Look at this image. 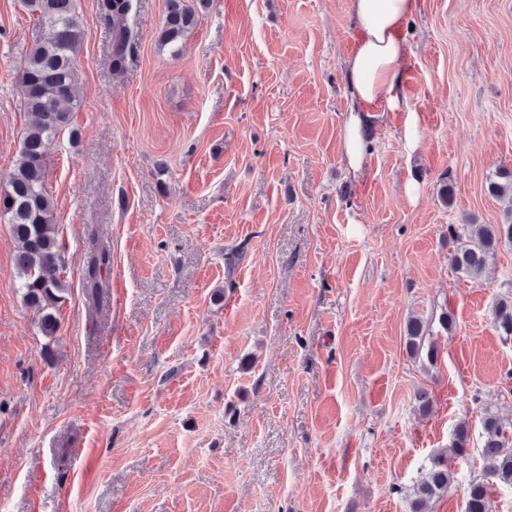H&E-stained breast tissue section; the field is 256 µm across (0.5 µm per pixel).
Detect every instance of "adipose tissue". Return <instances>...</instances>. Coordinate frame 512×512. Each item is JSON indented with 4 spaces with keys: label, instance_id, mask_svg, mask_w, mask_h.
<instances>
[{
    "label": "adipose tissue",
    "instance_id": "ef3b65f1",
    "mask_svg": "<svg viewBox=\"0 0 512 512\" xmlns=\"http://www.w3.org/2000/svg\"><path fill=\"white\" fill-rule=\"evenodd\" d=\"M417 8V0H351L357 40L344 63L349 107L343 135V156L351 172H359L366 158L364 129L370 112L403 107L406 28Z\"/></svg>",
    "mask_w": 512,
    "mask_h": 512
}]
</instances>
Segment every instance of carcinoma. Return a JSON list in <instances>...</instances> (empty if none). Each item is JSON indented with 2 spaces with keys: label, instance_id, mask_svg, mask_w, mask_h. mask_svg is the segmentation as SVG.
<instances>
[{
  "label": "carcinoma",
  "instance_id": "obj_1",
  "mask_svg": "<svg viewBox=\"0 0 512 512\" xmlns=\"http://www.w3.org/2000/svg\"><path fill=\"white\" fill-rule=\"evenodd\" d=\"M37 25L50 37L36 42L26 53L19 78V91L29 122L23 132L17 157L0 191L9 195L13 209L7 223L16 243L15 269L24 304L41 315L40 329L48 339L58 331L56 311L65 300L68 287L62 274V244L53 220L54 203L44 185L47 159L55 138L72 129L74 113L80 107L75 58L81 43V28L75 0H24ZM102 10L112 20V71L126 68L132 33L127 21L133 0H102ZM196 5L191 0H167L166 15L157 42L163 48L180 51L186 37L197 26ZM487 193L512 200V169L499 168L487 177ZM448 239L454 243L449 255L454 271L477 280L488 259L503 245H512V212L500 224H469L464 231L448 225ZM112 250L93 239L87 252L85 282L92 300L101 304L108 288L107 274ZM491 320L504 340L512 339V297H502L491 311ZM406 351L410 358L434 365L439 347L432 324L420 318L409 321ZM481 456L485 476L470 482L463 512H488L489 497L498 486L512 487V426L501 422L490 408L482 412ZM470 432L461 423L449 449L431 454L413 485L411 512H425L426 504L448 492L451 459L467 453Z\"/></svg>",
  "mask_w": 512,
  "mask_h": 512
}]
</instances>
